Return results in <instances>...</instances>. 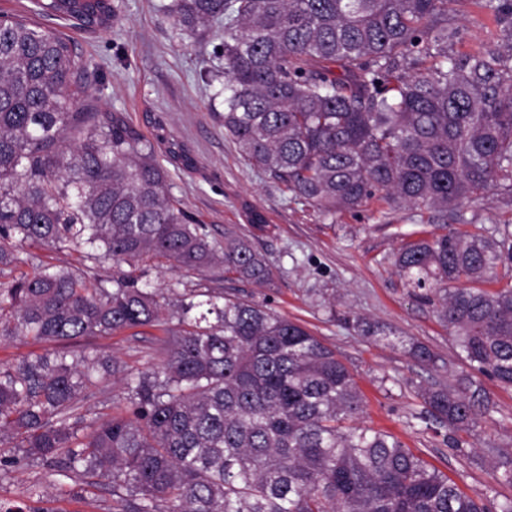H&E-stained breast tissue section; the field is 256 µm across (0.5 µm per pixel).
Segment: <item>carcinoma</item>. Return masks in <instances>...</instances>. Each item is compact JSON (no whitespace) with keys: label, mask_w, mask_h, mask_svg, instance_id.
I'll return each mask as SVG.
<instances>
[{"label":"carcinoma","mask_w":512,"mask_h":512,"mask_svg":"<svg viewBox=\"0 0 512 512\" xmlns=\"http://www.w3.org/2000/svg\"><path fill=\"white\" fill-rule=\"evenodd\" d=\"M456 0H171L185 34L224 27V133L249 164L325 219L377 201L442 217L492 190L512 196V0H483L496 34L476 51L448 24ZM35 13L90 32L112 0H37ZM70 39L36 20L0 21V273L20 250L88 249L128 270L112 287L56 266L0 282V337L71 341L163 330L160 362L55 351L0 364V444L51 476L112 487V512H490L393 434L355 423L350 368L301 325L239 295L175 301L143 281L151 262L261 283L271 264L232 233L220 249L169 191L154 143L100 108ZM395 268L436 304L469 366L512 387V221L497 234L440 225ZM368 340L393 332L356 318ZM407 353L432 364L424 344ZM124 381L128 409L85 405ZM448 444L489 411L469 379L426 389Z\"/></svg>","instance_id":"carcinoma-1"}]
</instances>
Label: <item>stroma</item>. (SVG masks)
Masks as SVG:
<instances>
[{
  "mask_svg": "<svg viewBox=\"0 0 512 512\" xmlns=\"http://www.w3.org/2000/svg\"><path fill=\"white\" fill-rule=\"evenodd\" d=\"M116 14L110 29L96 34L70 30L87 63L83 83L94 102L122 115L152 140L170 173L171 193L211 241L226 232L246 234L272 265L271 282L228 281L223 269L204 274L150 264L147 280L175 299L190 288H212L247 295L298 322L334 349L354 372L363 394V425L397 436L415 455L447 475L476 502L494 507L512 499V484L499 480L502 463L512 460V389L472 371L463 362L433 305L406 288L393 265L406 242L428 236L429 217L401 209L380 215L375 206L338 214L324 221L306 202L252 167L224 133V32L212 29L197 41L175 28L163 12L168 0H112ZM462 31L461 49L469 50L493 19L475 0H455L448 14ZM260 212L263 223L250 221ZM512 217V206L497 191L449 214L454 226L477 224L495 234ZM25 251L35 263L67 267L91 282L110 280L109 260L88 258L76 250L50 251L36 245ZM392 329V340L367 341L354 330V318ZM162 334L154 328L134 334L84 336L68 342L117 357L138 372L159 362ZM432 351L435 364L412 359L408 342ZM471 379L485 393L489 412L463 433L466 454L448 446L447 429L429 420L420 396L425 388L457 385ZM8 465L0 470V507L6 512H110V487L91 486L89 478L48 476L40 463L22 459L14 448L0 447ZM40 495L27 497L30 485Z\"/></svg>",
  "mask_w": 512,
  "mask_h": 512,
  "instance_id": "1",
  "label": "stroma"
}]
</instances>
